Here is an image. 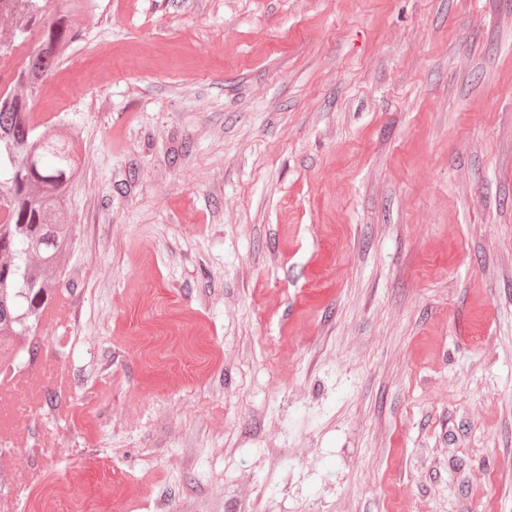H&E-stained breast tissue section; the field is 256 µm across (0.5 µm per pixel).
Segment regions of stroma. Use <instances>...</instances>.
Segmentation results:
<instances>
[{
  "label": "stroma",
  "instance_id": "1",
  "mask_svg": "<svg viewBox=\"0 0 512 512\" xmlns=\"http://www.w3.org/2000/svg\"><path fill=\"white\" fill-rule=\"evenodd\" d=\"M33 112L83 147L0 512H512V0H95ZM34 464V457L29 454L18 453L13 456L10 468H0V492L2 495L11 494L14 490L13 472L15 470L29 469Z\"/></svg>",
  "mask_w": 512,
  "mask_h": 512
}]
</instances>
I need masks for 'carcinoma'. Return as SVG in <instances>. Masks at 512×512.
I'll return each instance as SVG.
<instances>
[{
  "instance_id": "cac0c4a2",
  "label": "carcinoma",
  "mask_w": 512,
  "mask_h": 512,
  "mask_svg": "<svg viewBox=\"0 0 512 512\" xmlns=\"http://www.w3.org/2000/svg\"><path fill=\"white\" fill-rule=\"evenodd\" d=\"M49 0H0V19L11 22L0 53L30 45L5 91H0V357L15 342L37 352L34 328L60 288L73 238L65 201L79 173L83 132L58 119L32 122L36 91L64 61L81 33L92 0H66L53 13Z\"/></svg>"
}]
</instances>
